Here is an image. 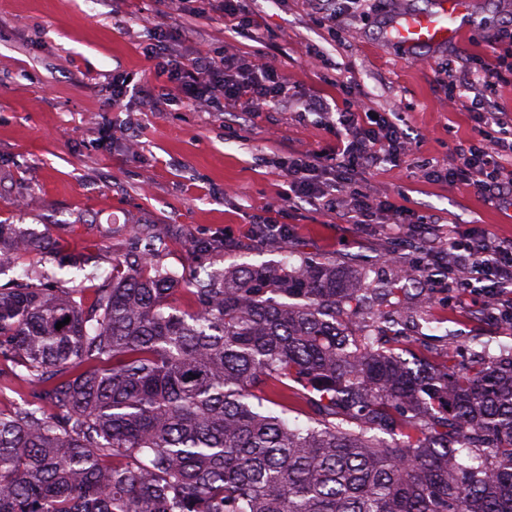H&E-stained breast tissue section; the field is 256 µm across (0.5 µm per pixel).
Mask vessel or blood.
<instances>
[{"instance_id":"vessel-or-blood-1","label":"vessel or blood","mask_w":512,"mask_h":512,"mask_svg":"<svg viewBox=\"0 0 512 512\" xmlns=\"http://www.w3.org/2000/svg\"><path fill=\"white\" fill-rule=\"evenodd\" d=\"M469 10V0H434L429 11L411 12L395 22V39L412 53L457 41Z\"/></svg>"}]
</instances>
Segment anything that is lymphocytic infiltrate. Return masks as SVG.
<instances>
[{
  "instance_id": "lymphocytic-infiltrate-1",
  "label": "lymphocytic infiltrate",
  "mask_w": 512,
  "mask_h": 512,
  "mask_svg": "<svg viewBox=\"0 0 512 512\" xmlns=\"http://www.w3.org/2000/svg\"><path fill=\"white\" fill-rule=\"evenodd\" d=\"M151 54L164 58L170 80L186 98L224 102L244 118L250 119L270 105L293 106L302 112L336 111L344 136L327 151H306L282 157L280 165L288 176V201H299L314 208L336 212L350 224L410 225L425 246H433V218L403 208L389 197H375L355 179V169L372 168L382 159H397L408 150L407 137L392 113H374L363 101L362 92L351 93L342 108L332 109L324 99L291 86L288 78L271 65L257 67L236 54L200 55L173 58L166 44H150ZM512 71V62L497 58L495 65L478 56L468 59L462 70L445 69L449 89L472 81L484 92L473 102L474 119L496 125V135L458 144L448 166L424 162L420 170L425 179L449 185H464L493 194H512V169L502 163L512 154V122L492 117V89L495 68ZM448 277L454 288H512V242L498 241L485 232L448 234Z\"/></svg>"
}]
</instances>
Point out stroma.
I'll return each mask as SVG.
<instances>
[{
  "instance_id": "stroma-1",
  "label": "stroma",
  "mask_w": 512,
  "mask_h": 512,
  "mask_svg": "<svg viewBox=\"0 0 512 512\" xmlns=\"http://www.w3.org/2000/svg\"><path fill=\"white\" fill-rule=\"evenodd\" d=\"M433 0H367L335 37L308 0H258L257 37L231 32L207 0H181L184 25L201 38L170 39L173 54L191 58L231 50L246 62L273 65L291 84L342 104L349 88L367 105L398 113L411 150L357 174L370 193L437 217L460 233L512 240V197L487 198L472 188L427 181L418 160L447 164L452 148L478 138L473 94L449 96L439 69L477 55L495 61L490 39L512 25V0H472L463 37L438 49L407 53L393 38L398 15L428 10ZM165 0H0V222L58 238L45 268L62 279L112 271L135 234L154 237L161 263L180 278L193 270L299 264L328 258L356 270L363 284L395 278L415 258L408 225L348 224L338 215L286 202L288 177L274 161L293 151L333 146L340 132L329 118L271 108L246 125L227 112L184 97L157 112L139 90L175 93L150 39L168 37ZM324 65L307 61L310 46ZM126 92L112 103V81ZM275 212L287 236L259 240L255 213ZM400 302L383 301L417 357L450 349L498 353L512 346L501 305L479 289L405 280Z\"/></svg>"
}]
</instances>
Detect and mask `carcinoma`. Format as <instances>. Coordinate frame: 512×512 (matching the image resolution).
Returning a JSON list of instances; mask_svg holds the SVG:
<instances>
[{"label": "carcinoma", "instance_id": "1", "mask_svg": "<svg viewBox=\"0 0 512 512\" xmlns=\"http://www.w3.org/2000/svg\"><path fill=\"white\" fill-rule=\"evenodd\" d=\"M54 245L0 224V272L27 263L0 287L26 387L0 412V512H512V354L411 367L329 260L215 269L180 309L149 242L87 306L47 282ZM291 397L309 425L263 410Z\"/></svg>", "mask_w": 512, "mask_h": 512}]
</instances>
